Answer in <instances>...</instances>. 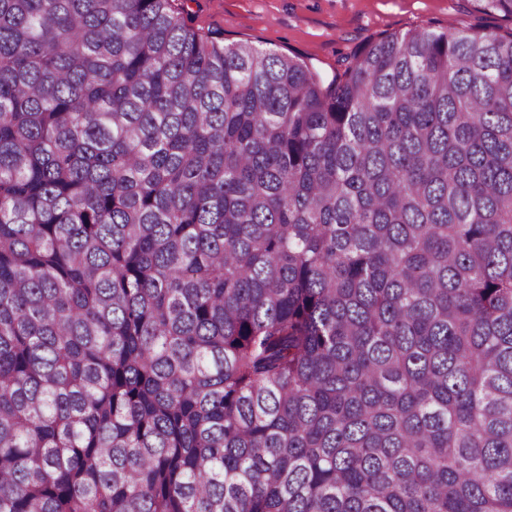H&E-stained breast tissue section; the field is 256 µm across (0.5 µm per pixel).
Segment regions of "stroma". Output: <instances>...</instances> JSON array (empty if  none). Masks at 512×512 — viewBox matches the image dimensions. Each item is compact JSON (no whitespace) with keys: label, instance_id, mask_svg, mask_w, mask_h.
<instances>
[{"label":"stroma","instance_id":"1","mask_svg":"<svg viewBox=\"0 0 512 512\" xmlns=\"http://www.w3.org/2000/svg\"><path fill=\"white\" fill-rule=\"evenodd\" d=\"M199 33L295 55L333 76L344 57L381 37L426 26L505 35L512 19L477 10L474 0H178Z\"/></svg>","mask_w":512,"mask_h":512}]
</instances>
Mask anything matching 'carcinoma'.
I'll return each instance as SVG.
<instances>
[{
    "instance_id": "1",
    "label": "carcinoma",
    "mask_w": 512,
    "mask_h": 512,
    "mask_svg": "<svg viewBox=\"0 0 512 512\" xmlns=\"http://www.w3.org/2000/svg\"><path fill=\"white\" fill-rule=\"evenodd\" d=\"M0 512H512V34L0 0Z\"/></svg>"
}]
</instances>
